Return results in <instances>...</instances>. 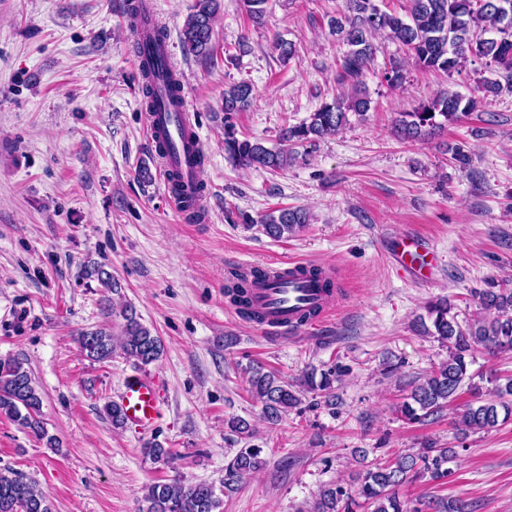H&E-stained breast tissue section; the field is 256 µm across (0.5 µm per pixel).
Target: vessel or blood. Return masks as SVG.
Masks as SVG:
<instances>
[{
	"label": "vessel or blood",
	"instance_id": "vessel-or-blood-1",
	"mask_svg": "<svg viewBox=\"0 0 512 512\" xmlns=\"http://www.w3.org/2000/svg\"><path fill=\"white\" fill-rule=\"evenodd\" d=\"M188 119L187 106L175 112H152L148 115L147 134L150 142L166 138L170 149L160 158L162 171L179 170L182 174L181 194L171 195L174 209H181L182 196H199L201 168L196 159L201 152L199 141L184 134ZM396 265L403 274L420 277L432 267L417 238L408 236L398 244ZM309 265L299 260L270 262L255 266L256 277L250 290L252 306L261 315L262 329L277 335L295 334L313 327L333 315L342 300L338 288H326L332 270L320 276L308 272ZM165 388L158 377L131 373L125 375L119 393L126 424L141 432L151 431L161 417Z\"/></svg>",
	"mask_w": 512,
	"mask_h": 512
}]
</instances>
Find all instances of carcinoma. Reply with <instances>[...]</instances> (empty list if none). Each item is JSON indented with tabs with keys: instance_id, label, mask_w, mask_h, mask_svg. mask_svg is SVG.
Instances as JSON below:
<instances>
[{
	"instance_id": "obj_1",
	"label": "carcinoma",
	"mask_w": 512,
	"mask_h": 512,
	"mask_svg": "<svg viewBox=\"0 0 512 512\" xmlns=\"http://www.w3.org/2000/svg\"><path fill=\"white\" fill-rule=\"evenodd\" d=\"M408 9L401 16L381 10L376 0H344L340 16L331 21V29L347 47L336 79L351 86L350 94L324 102L305 121L282 130L280 144L268 148L258 140L239 138L234 116L251 104L253 88L246 81L224 89V154L236 165L258 167L277 172L297 158L294 146L316 143L338 133L348 123V113L359 116L370 110L371 99L363 85V77L374 60V40L379 35L400 43L422 69L448 74L461 70L468 59L485 60V66L499 74L495 80L485 79L477 85L484 96H497L503 85L512 87V0H407ZM218 0H193L185 17L181 46L184 54L210 59L215 54L214 24ZM165 34L156 30L153 42L143 43L139 54L143 59L138 70V86L147 111L178 108L182 81L166 68L158 47ZM388 86L397 88L405 81L404 66L398 60L389 63L382 75ZM481 101L456 91H447L396 119V133L403 140H415L443 131L458 119L479 110ZM309 223L302 209H277L260 220L263 232L273 239L294 234ZM226 294L231 303L248 319L251 311L249 286L242 279L228 283ZM481 306L489 318L466 327L457 321L446 300L427 306L431 325L421 324L425 334L448 343V359L436 366L422 382L416 384L409 400L402 403L400 413L409 422H417L438 413L456 401L462 389H474L468 375L467 358L474 347L488 351L512 352V289L487 290ZM107 310L119 316L123 324L118 334L107 328L85 330L76 336L83 355L95 362H105L119 351L142 367L158 361L164 347L160 338L140 322L136 311L125 305ZM249 390L262 405L264 419L278 424L288 412L301 403L303 390L324 391L333 395L336 371L327 370L304 375L299 384L290 383L265 366L248 367ZM493 398L478 405H464L460 423L466 430L486 431L512 419V376L492 380ZM42 397L32 374L23 363L13 359L0 362V414H4L47 445L56 447L41 418ZM155 463L167 464L171 450L159 443L144 448ZM262 449L241 448L225 469L222 488L230 492L242 479L263 468ZM453 448L428 445L416 454H403L390 463L367 469L358 478L356 494L374 505V512H467V504L436 497L422 503L426 510L409 506L399 490L416 478L427 475L434 481L448 477V463L455 457ZM352 499L341 485L321 490L313 512H350L339 508L342 500ZM142 512H220L221 498L209 482L186 483L174 478L151 484L144 496ZM0 512H52V507L38 482L10 468L0 469Z\"/></svg>"
}]
</instances>
